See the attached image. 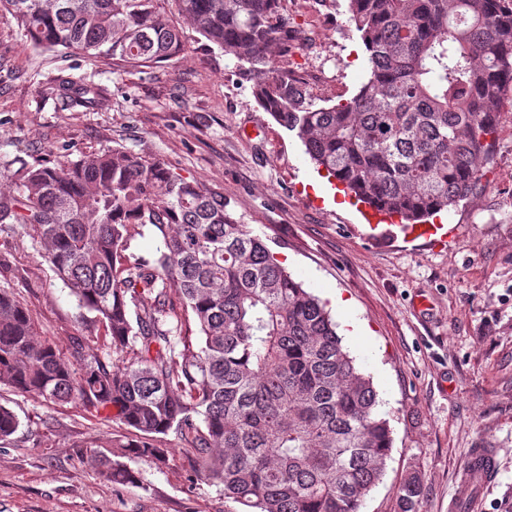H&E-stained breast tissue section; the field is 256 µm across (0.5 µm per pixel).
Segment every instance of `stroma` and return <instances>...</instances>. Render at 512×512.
<instances>
[{
    "instance_id": "1",
    "label": "stroma",
    "mask_w": 512,
    "mask_h": 512,
    "mask_svg": "<svg viewBox=\"0 0 512 512\" xmlns=\"http://www.w3.org/2000/svg\"><path fill=\"white\" fill-rule=\"evenodd\" d=\"M283 8L295 47L282 65L317 105L352 98L367 53L348 0H283ZM167 19L183 31L182 52L138 72L34 48L0 13V168L120 146L224 194L304 288L347 300L366 335L347 348L373 380L394 444L361 512H396L412 472L424 512H512V94L499 108L480 188L441 218L458 226V241L372 245L359 208L260 107L246 65L209 48L178 13ZM69 74L103 87L106 108L60 109L56 79ZM0 288L41 336L72 351L82 333L77 301L23 228L0 234ZM0 404L20 422L0 441V512H240L222 484L195 477L176 433L166 437V466L133 461L136 482L116 485L95 462L115 423L7 386ZM482 443L498 450L497 476L460 496L468 452Z\"/></svg>"
}]
</instances>
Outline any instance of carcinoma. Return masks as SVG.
<instances>
[{
	"label": "carcinoma",
	"instance_id": "cac0c4a2",
	"mask_svg": "<svg viewBox=\"0 0 512 512\" xmlns=\"http://www.w3.org/2000/svg\"><path fill=\"white\" fill-rule=\"evenodd\" d=\"M207 42L248 65L263 109L313 163L358 198L408 223L474 193L492 156L501 101L512 91V0H349L369 75L348 101L318 106L274 56L293 49L282 0H0L35 47L142 70L183 48L166 5ZM62 109L98 111L101 86L56 79ZM0 232L31 229L86 327L100 324L107 366L41 338L0 289V385L72 403L132 429L113 447L156 466L174 431L200 479L224 485L244 512H360L384 474L393 439L372 380L355 366L336 321L284 268L230 202L159 159L123 147L68 155L0 175ZM156 236L148 261L132 242ZM179 288L198 342L166 302ZM17 416L0 405V441ZM114 484L134 473L108 454ZM408 474L398 512H420Z\"/></svg>",
	"mask_w": 512,
	"mask_h": 512
}]
</instances>
